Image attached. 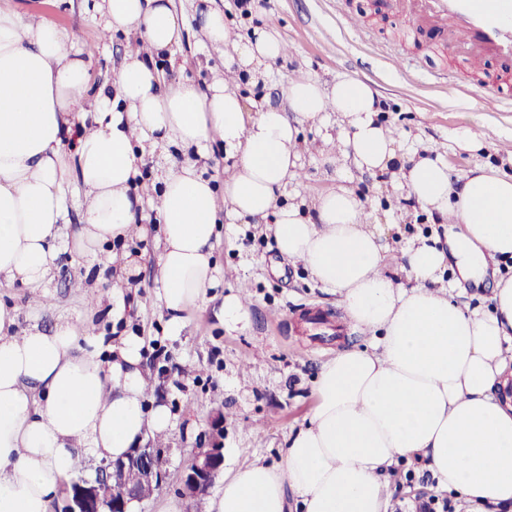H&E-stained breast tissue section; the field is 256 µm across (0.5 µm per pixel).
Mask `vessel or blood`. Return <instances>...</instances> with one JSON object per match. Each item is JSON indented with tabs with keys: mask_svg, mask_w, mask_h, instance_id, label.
Instances as JSON below:
<instances>
[{
	"mask_svg": "<svg viewBox=\"0 0 512 512\" xmlns=\"http://www.w3.org/2000/svg\"><path fill=\"white\" fill-rule=\"evenodd\" d=\"M380 7L416 32H436L445 54L464 57L472 71L484 73L479 89L485 107L512 108V0H381ZM492 58L500 69L488 75Z\"/></svg>",
	"mask_w": 512,
	"mask_h": 512,
	"instance_id": "obj_1",
	"label": "vessel or blood"
}]
</instances>
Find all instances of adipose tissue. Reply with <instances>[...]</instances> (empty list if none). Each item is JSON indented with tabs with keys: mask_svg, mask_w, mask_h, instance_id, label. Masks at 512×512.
<instances>
[{
	"mask_svg": "<svg viewBox=\"0 0 512 512\" xmlns=\"http://www.w3.org/2000/svg\"><path fill=\"white\" fill-rule=\"evenodd\" d=\"M105 29L135 32L112 84V106L96 129L63 152L67 116L81 108L90 57L72 50L69 34L46 22L25 24L0 12V278L40 287L58 257L69 181L87 206L74 244L93 254L125 239L134 222L140 174L135 146L196 149L220 140L231 162L223 197L193 160L162 176L154 206L161 223L156 295L179 337L184 312L199 306L214 282L218 212L230 220L271 218L280 255L302 264L340 297L347 317L375 332L368 349L337 351L314 387L307 423L289 440L281 464L251 463L224 476L208 512H387L385 476L418 459L440 487L475 510L512 505V405L497 396L512 352V277L495 279L494 307L481 314L432 289L446 268L480 284L500 259L512 258V174L476 167L453 184L442 154L423 157L395 176L427 210L453 224L444 246L418 236L402 250L413 286L386 272V249L365 222L366 202L346 186L318 196L317 222L300 204L283 202L301 167L298 131L288 112H246L236 85L218 75L207 86L163 84L154 64L180 39L171 0H105ZM205 38L232 51L239 68L263 78L284 54L265 30L237 39L223 11H209ZM289 112L323 122L337 161L387 170L399 146L378 120V92L341 76L329 86L293 80ZM15 308L0 304V512H48L52 496L79 456L125 457L146 435L172 427L164 404L145 407L139 338L109 356L82 347L83 332L15 335Z\"/></svg>",
	"mask_w": 512,
	"mask_h": 512,
	"instance_id": "obj_1",
	"label": "adipose tissue"
}]
</instances>
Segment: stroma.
Listing matches in <instances>:
<instances>
[{"label": "stroma", "instance_id": "obj_1", "mask_svg": "<svg viewBox=\"0 0 512 512\" xmlns=\"http://www.w3.org/2000/svg\"><path fill=\"white\" fill-rule=\"evenodd\" d=\"M101 0H0V9L15 12L22 22H49L72 36L74 50L89 54L91 65L84 110L75 125H92L101 96L111 94L115 75L126 54L139 44L137 34L102 36L105 18ZM184 21L181 43L157 58L164 82L190 80L206 84L225 72L228 56L213 49L202 35L207 10L229 12L234 31L251 35L261 27L284 44L283 58L270 63L264 80L237 75L247 102L283 110L286 91L300 73L333 83L348 75L371 84L380 94L381 122L400 142L392 171L422 156L426 147L442 152L452 181L477 166L493 165L512 174V112L486 111L480 93L467 75L465 63L449 60L438 37L410 31L398 18L379 14L377 0H269L259 21L243 18L234 0H172ZM357 12L362 32H353L340 12ZM449 69L448 86H434L429 76ZM303 166L289 183L284 199L305 202L313 215V200L344 183L371 206L369 223L378 225L387 248V271L401 283L409 278L401 250L417 236L444 238L446 222L389 184V174L346 166L337 171L321 151V125H297ZM471 130L483 140L478 151L462 149L458 137ZM176 145L159 147L139 162L136 192L143 200L156 198L163 170L183 161ZM66 224L59 262L38 288L7 283L0 278V303L18 310L20 329L49 333L70 322L91 342L117 344L126 336L164 345L166 366L145 353L144 368L155 391L147 404H165L174 420L165 441L166 484L135 512H186L187 502L176 493L183 467L199 436L215 415L224 417V465L253 462L279 464L289 438L305 424L315 404L314 385L322 364L339 347L367 346L372 335L354 329L344 319L336 295L316 284L299 264L289 263L274 249L265 221L221 230L214 246L215 279L206 303L184 315L179 337H172L168 317L154 291L159 226L147 217L135 224L121 243L103 246L98 255L75 252L70 243L81 224L85 199L77 184L65 188ZM130 254L137 271L123 290L125 314L112 315L114 267L111 255ZM246 297L247 315L237 329L225 327L220 310L224 297Z\"/></svg>", "mask_w": 512, "mask_h": 512}]
</instances>
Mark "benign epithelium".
<instances>
[{"label": "benign epithelium", "mask_w": 512, "mask_h": 512, "mask_svg": "<svg viewBox=\"0 0 512 512\" xmlns=\"http://www.w3.org/2000/svg\"><path fill=\"white\" fill-rule=\"evenodd\" d=\"M224 461V425L215 419L201 433L198 447L183 471L177 491L184 497L208 495ZM166 475L155 464V450L135 448L122 460L103 462L92 479H83L59 512H129L142 502L143 487L165 485Z\"/></svg>", "instance_id": "benign-epithelium-1"}]
</instances>
